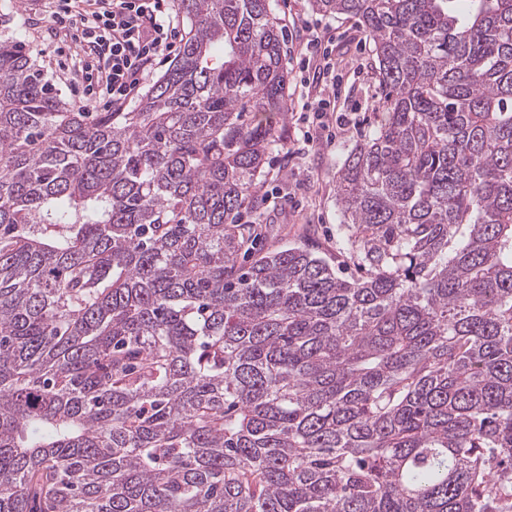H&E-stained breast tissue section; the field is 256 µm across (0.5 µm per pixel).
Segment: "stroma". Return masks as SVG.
<instances>
[{"mask_svg":"<svg viewBox=\"0 0 512 512\" xmlns=\"http://www.w3.org/2000/svg\"><path fill=\"white\" fill-rule=\"evenodd\" d=\"M53 5V0H0V15H10L13 25L22 29L37 65L67 102L86 112L106 111L105 100H85L83 85L66 81L60 66L69 63L79 34L72 30L66 39L55 37ZM276 15L288 32L295 34L306 26L320 38L335 37L336 115L341 127L335 140H327L318 125L302 116L297 96H289L280 125L284 137L272 147L262 178L263 202L259 208L243 210L242 219L266 225L268 247L306 244L332 261L338 253L336 226L340 222L336 173L353 146L373 131L384 95L372 73L371 45L357 21L316 11L312 0H278ZM307 130L314 135L310 145L302 142Z\"/></svg>","mask_w":512,"mask_h":512,"instance_id":"stroma-1","label":"stroma"}]
</instances>
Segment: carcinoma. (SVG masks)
I'll list each match as a JSON object with an SVG mask.
<instances>
[{"label": "carcinoma", "instance_id": "obj_1", "mask_svg": "<svg viewBox=\"0 0 512 512\" xmlns=\"http://www.w3.org/2000/svg\"><path fill=\"white\" fill-rule=\"evenodd\" d=\"M313 0L382 115L345 276L236 216L284 117L275 0H175L130 112L0 36V512H512V0Z\"/></svg>", "mask_w": 512, "mask_h": 512}]
</instances>
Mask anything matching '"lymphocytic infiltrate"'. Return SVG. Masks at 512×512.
<instances>
[{
    "instance_id": "1",
    "label": "lymphocytic infiltrate",
    "mask_w": 512,
    "mask_h": 512,
    "mask_svg": "<svg viewBox=\"0 0 512 512\" xmlns=\"http://www.w3.org/2000/svg\"><path fill=\"white\" fill-rule=\"evenodd\" d=\"M55 15L81 26L89 49L82 77L118 110L173 54L179 35L171 0H58Z\"/></svg>"
}]
</instances>
